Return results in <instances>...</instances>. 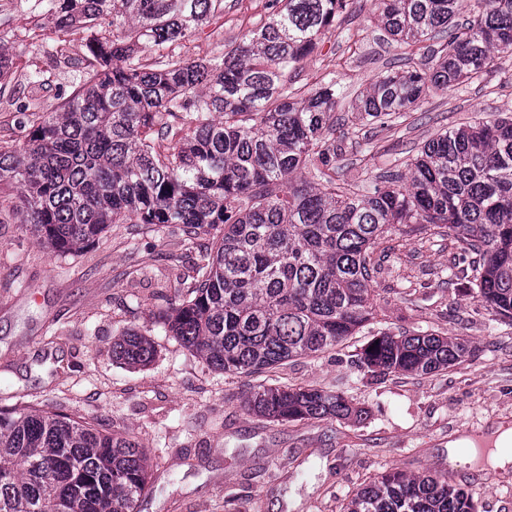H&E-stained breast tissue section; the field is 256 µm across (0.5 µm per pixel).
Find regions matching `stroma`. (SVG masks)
<instances>
[{
	"label": "stroma",
	"mask_w": 512,
	"mask_h": 512,
	"mask_svg": "<svg viewBox=\"0 0 512 512\" xmlns=\"http://www.w3.org/2000/svg\"><path fill=\"white\" fill-rule=\"evenodd\" d=\"M374 0H351L336 30L288 82L313 89L333 75L342 154L336 182L383 184L424 144L475 119L512 113V53L466 84L422 97L385 122L353 111L357 94L393 69H420L425 46L391 39L371 17ZM268 0H224L223 15L176 51L201 58L259 28ZM27 7L0 14V43L20 71L50 69L45 37L29 32ZM178 224H114L80 253L37 245L16 219L0 220V407H34L98 423L143 446L155 467L141 512H342L349 496L386 471L448 474L477 512H512V465H448V444L501 424L512 426V320L469 285L477 257L432 231L392 229L374 248L376 315L335 348L292 358L256 375L211 368L153 315L178 302L198 260ZM151 339L154 360L121 364L112 344L125 330ZM427 331L463 336L464 363L420 375L372 376L359 354L373 335ZM314 385L340 391L368 412L357 424L325 419L281 422L249 411L258 384Z\"/></svg>",
	"instance_id": "stroma-1"
}]
</instances>
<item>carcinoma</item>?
<instances>
[{
	"instance_id": "1",
	"label": "carcinoma",
	"mask_w": 512,
	"mask_h": 512,
	"mask_svg": "<svg viewBox=\"0 0 512 512\" xmlns=\"http://www.w3.org/2000/svg\"><path fill=\"white\" fill-rule=\"evenodd\" d=\"M32 33L53 55L87 54L72 92L51 111L16 109L27 130L0 149V214L22 215L38 244L69 255L112 224H181L212 236L186 292L160 316L214 368L256 374L336 347L374 319L375 244L395 224H427L479 255L475 286L512 319V118L438 135L407 174L366 194L336 189V82L314 91L283 80L319 48L349 0H269L257 30L207 58L171 46L224 13V0H26ZM375 0L397 42L440 40L428 65L379 77L355 109L376 121L458 86L512 52V0ZM153 55L145 56V49ZM13 56L0 45V88ZM116 358L147 365L154 347L126 330ZM470 341L381 332L361 352L376 375L432 374L465 362ZM277 421H360L342 393L261 385L247 400ZM149 459L130 436L66 414L0 408V512H140ZM344 512H475L469 495L429 472H385Z\"/></svg>"
}]
</instances>
